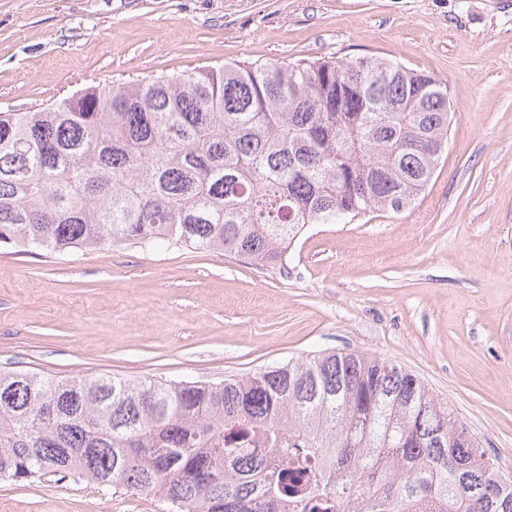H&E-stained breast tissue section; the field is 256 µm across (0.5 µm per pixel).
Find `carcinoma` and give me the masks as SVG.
I'll return each instance as SVG.
<instances>
[{
	"label": "carcinoma",
	"mask_w": 512,
	"mask_h": 512,
	"mask_svg": "<svg viewBox=\"0 0 512 512\" xmlns=\"http://www.w3.org/2000/svg\"><path fill=\"white\" fill-rule=\"evenodd\" d=\"M448 127L447 83L376 56L90 87L0 112V246L183 244L282 267L310 224L410 208ZM48 473L172 512H512L454 410L360 353L217 384L0 370V479Z\"/></svg>",
	"instance_id": "carcinoma-1"
}]
</instances>
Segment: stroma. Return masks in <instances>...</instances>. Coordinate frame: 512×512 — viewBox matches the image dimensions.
<instances>
[{"label": "stroma", "mask_w": 512, "mask_h": 512, "mask_svg": "<svg viewBox=\"0 0 512 512\" xmlns=\"http://www.w3.org/2000/svg\"><path fill=\"white\" fill-rule=\"evenodd\" d=\"M377 55L448 85L419 201L313 224L286 268L219 251L0 248V369L219 382L322 350L398 362L512 478V0H0V110L227 63ZM0 512H169L50 474Z\"/></svg>", "instance_id": "obj_1"}]
</instances>
